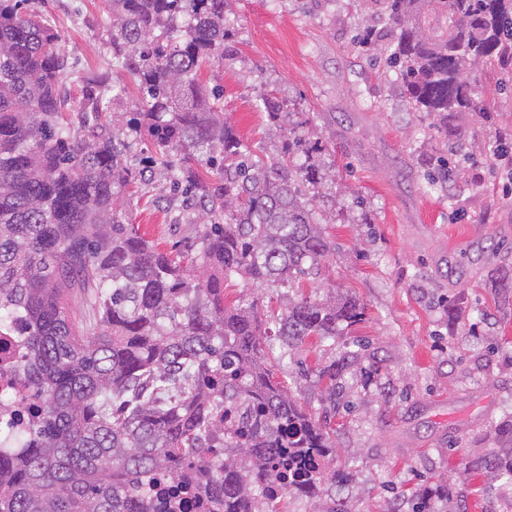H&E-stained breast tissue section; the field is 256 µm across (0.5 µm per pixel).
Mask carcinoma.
<instances>
[{
    "label": "carcinoma",
    "mask_w": 512,
    "mask_h": 512,
    "mask_svg": "<svg viewBox=\"0 0 512 512\" xmlns=\"http://www.w3.org/2000/svg\"><path fill=\"white\" fill-rule=\"evenodd\" d=\"M25 2L0 0V324L25 322L31 356L19 375L39 424L0 447V512H162L192 486L206 512H289L290 498L347 512L336 506L348 479L330 467L329 432L271 368L310 337L336 338L365 307L302 297L271 329L253 301L224 306L225 280L292 289L335 250L300 191L324 174L308 158L290 161L302 136L272 161L254 158L224 121L220 90L199 78L224 50L226 0H108L112 64L143 99L130 130L147 129L153 163L186 184L201 213L224 217L199 240L202 280L130 223L123 198L147 171L128 166L123 129L72 131L61 36ZM365 2L376 9L358 41L386 55L416 112L464 116L475 109V69L512 59V0ZM111 92L85 86L79 109L98 114ZM203 148L212 184L191 166ZM490 284L512 293V265ZM72 288L80 321L66 305ZM220 401L238 427L224 429V457L209 460ZM488 438L512 449V415ZM469 470L512 483V455H477ZM267 476L287 490L261 502Z\"/></svg>",
    "instance_id": "cac0c4a2"
}]
</instances>
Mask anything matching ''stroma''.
Masks as SVG:
<instances>
[{"mask_svg":"<svg viewBox=\"0 0 512 512\" xmlns=\"http://www.w3.org/2000/svg\"><path fill=\"white\" fill-rule=\"evenodd\" d=\"M61 35L71 67L60 88L75 102L85 79L123 88L100 115L126 122L141 106L133 77L113 67L106 0H29ZM234 27L224 56L202 78L224 91V118L252 153L275 157L300 126L327 177L304 185L335 251L322 275L298 288L254 291L236 276L224 302L257 296L264 316L289 297L332 294L358 300L365 317L336 340L309 338L276 380L317 421L328 422L335 469L351 473L355 512H384L399 497L448 494V512H512V485L495 473L464 477L473 453H487L492 423L512 413V294L490 288L491 269L512 263V175L489 151L512 137V66L476 73V109L458 122L472 154H448V132L411 111L394 75L359 47L355 0H228ZM505 91H498V84ZM274 95L287 118L271 121ZM456 177L432 189L438 157ZM133 224L164 251L189 252L209 219L186 208L166 171L155 167L124 200ZM358 351L328 399L316 369Z\"/></svg>","mask_w":512,"mask_h":512,"instance_id":"35a3bbf8","label":"stroma"}]
</instances>
